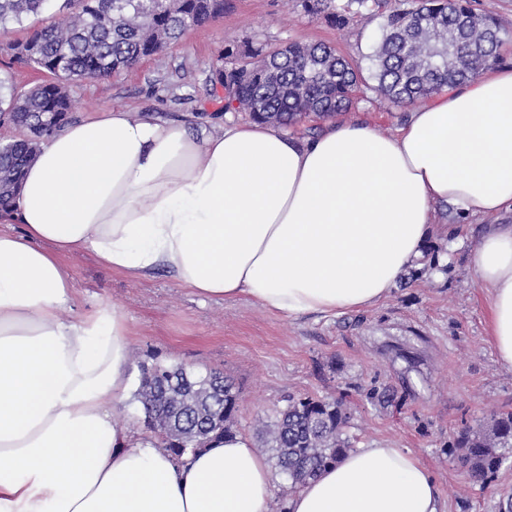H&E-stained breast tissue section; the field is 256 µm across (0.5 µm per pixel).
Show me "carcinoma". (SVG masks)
Segmentation results:
<instances>
[{"label": "carcinoma", "mask_w": 512, "mask_h": 512, "mask_svg": "<svg viewBox=\"0 0 512 512\" xmlns=\"http://www.w3.org/2000/svg\"><path fill=\"white\" fill-rule=\"evenodd\" d=\"M52 0H0V29L21 25ZM303 0L307 12L342 29L355 16L381 19L380 36L365 56L367 66L324 43H242L224 51L228 64L214 70L224 85V108L240 109L258 121L287 128L313 114L326 118L348 111L356 95L370 89L394 106L414 104L472 78L499 61L503 43L497 20L476 12L472 0ZM210 0H63L69 14L36 29L13 46L14 58L38 67L50 80L28 90L0 79V123L27 130L25 138L0 143V206L15 200L23 169L40 144L58 131L42 125L53 112L68 113L70 88L88 78L117 75L147 55L181 39L187 30L223 13ZM36 50L23 52L24 44ZM142 369L137 396L144 424L175 457L195 454L212 440L234 435L238 393L227 378L158 367ZM224 400H219V394ZM349 416L341 401L290 395L262 426L263 446L275 468L297 492L322 468L351 447L344 428ZM448 447L477 482H485L512 457V411L491 417L486 430L461 432Z\"/></svg>", "instance_id": "1"}]
</instances>
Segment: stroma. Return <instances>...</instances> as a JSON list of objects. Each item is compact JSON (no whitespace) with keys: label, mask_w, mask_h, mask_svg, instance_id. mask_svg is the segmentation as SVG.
Listing matches in <instances>:
<instances>
[{"label":"stroma","mask_w":512,"mask_h":512,"mask_svg":"<svg viewBox=\"0 0 512 512\" xmlns=\"http://www.w3.org/2000/svg\"><path fill=\"white\" fill-rule=\"evenodd\" d=\"M38 23L0 34V73H10L21 90L44 79L41 71L14 62L12 51ZM378 25L375 18H356L338 30L308 14L301 0H224L222 17L187 31L157 55L120 75L73 87L70 118L121 111L174 123L243 122L246 114L225 111L224 92L211 82L225 46L248 39L272 46L322 42L359 59L370 52ZM410 113L372 92L334 120L312 117L288 133L302 138L311 127L320 132L333 121L365 120L391 134ZM485 224L470 219L454 242H432L445 271L397 283L384 302L333 317L291 319L243 298H202L166 272L132 279L103 267L89 252L63 262L75 280L72 316L109 304L128 318L132 393L113 415L135 435L146 432L134 395L142 368L218 371L238 391L235 430L252 446L260 444L262 420L288 395L339 399L351 414L347 432L354 447L381 443L411 451L432 474L445 512H506L512 459L481 484L448 453L461 430L480 429L493 413L512 408V370L499 364L487 339L486 296L470 264ZM374 387L388 389L392 400L369 399Z\"/></svg>","instance_id":"1"}]
</instances>
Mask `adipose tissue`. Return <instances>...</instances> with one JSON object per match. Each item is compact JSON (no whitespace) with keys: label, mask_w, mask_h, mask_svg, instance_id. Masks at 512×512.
I'll return each instance as SVG.
<instances>
[{"label":"adipose tissue","mask_w":512,"mask_h":512,"mask_svg":"<svg viewBox=\"0 0 512 512\" xmlns=\"http://www.w3.org/2000/svg\"><path fill=\"white\" fill-rule=\"evenodd\" d=\"M490 218L472 266L499 363L512 370V69L486 70L415 110L394 134L364 122L299 139L262 122L189 128L112 111L64 125L23 174L0 231V512H271L250 441L178 462L116 424L130 387L117 308L64 317L62 255L89 251L131 278L162 269L204 298L297 318L375 306L432 238L435 208ZM290 512H443L411 452L359 448Z\"/></svg>","instance_id":"adipose-tissue-1"}]
</instances>
